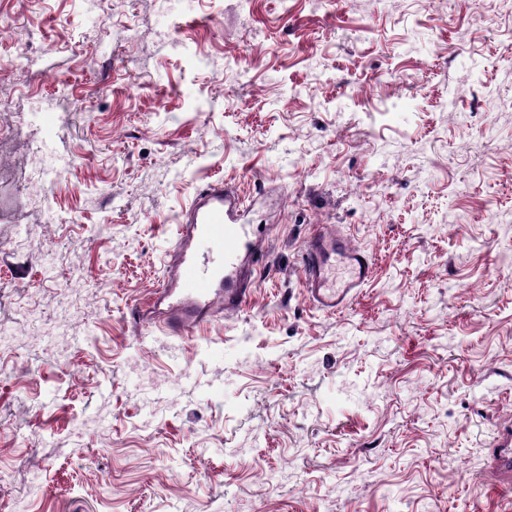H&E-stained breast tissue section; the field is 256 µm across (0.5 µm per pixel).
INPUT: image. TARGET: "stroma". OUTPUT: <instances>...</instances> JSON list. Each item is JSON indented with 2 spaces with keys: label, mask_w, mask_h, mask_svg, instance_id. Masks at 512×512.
Wrapping results in <instances>:
<instances>
[{
  "label": "stroma",
  "mask_w": 512,
  "mask_h": 512,
  "mask_svg": "<svg viewBox=\"0 0 512 512\" xmlns=\"http://www.w3.org/2000/svg\"><path fill=\"white\" fill-rule=\"evenodd\" d=\"M511 52L512 0H0V512H512ZM217 180L251 292L182 341ZM322 228L372 260L335 315ZM240 199L216 181L197 193L182 213L167 262L168 274L156 293L163 305L158 327L184 337L209 322L219 308H244L251 289L243 260L251 250L250 231L239 224ZM302 269L309 302L335 314L346 309L368 283L372 262L347 238L320 230L309 241ZM491 460L499 481L509 486L512 483V448H493Z\"/></svg>",
  "instance_id": "obj_1"
}]
</instances>
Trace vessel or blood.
<instances>
[{
    "label": "vessel or blood",
    "instance_id": "vessel-or-blood-1",
    "mask_svg": "<svg viewBox=\"0 0 512 512\" xmlns=\"http://www.w3.org/2000/svg\"><path fill=\"white\" fill-rule=\"evenodd\" d=\"M240 199L217 181L197 193L182 213L167 264L168 274L157 292L162 305L159 328L184 337L209 322L217 310H242L250 295L243 260L251 250L250 233L240 224ZM370 257L347 238L315 232L303 258L309 302L335 314L346 309L368 283ZM492 467L503 484L512 483V448L491 452Z\"/></svg>",
    "mask_w": 512,
    "mask_h": 512
}]
</instances>
